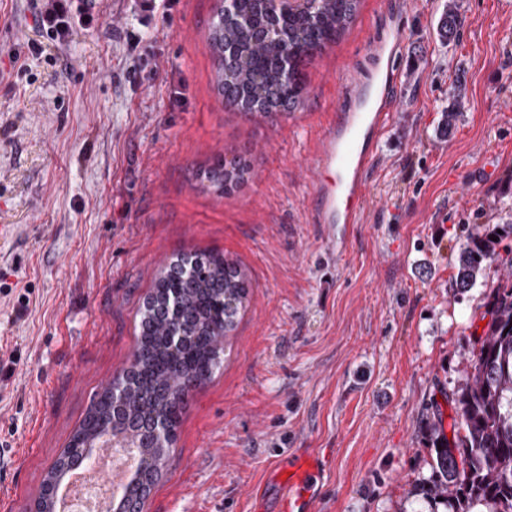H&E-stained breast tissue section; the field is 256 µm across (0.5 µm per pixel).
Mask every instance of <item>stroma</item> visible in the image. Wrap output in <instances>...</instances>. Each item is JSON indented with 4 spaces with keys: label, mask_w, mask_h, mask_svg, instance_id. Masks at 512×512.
<instances>
[{
    "label": "stroma",
    "mask_w": 512,
    "mask_h": 512,
    "mask_svg": "<svg viewBox=\"0 0 512 512\" xmlns=\"http://www.w3.org/2000/svg\"><path fill=\"white\" fill-rule=\"evenodd\" d=\"M361 0L306 69L305 100L268 121L224 106L208 27L216 0L139 25L108 0L67 44L35 0H0V512H35L94 396L127 365L137 310L177 254L217 250L250 288L223 367L187 398L144 512H271L292 448L328 459L316 512H434L427 423L459 424L492 291L455 286L473 236L512 224V10L502 0ZM462 18L444 43L441 18ZM402 36L400 108L368 176L364 223L307 221L305 161L369 43ZM41 41L26 78L8 51ZM456 107L447 122L448 107ZM250 172L229 194L217 159ZM249 164L244 156H236L230 161L219 159L205 172V180L221 193H229L244 181Z\"/></svg>",
    "instance_id": "35a3bbf8"
}]
</instances>
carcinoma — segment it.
Wrapping results in <instances>:
<instances>
[{
  "label": "carcinoma",
  "instance_id": "cac0c4a2",
  "mask_svg": "<svg viewBox=\"0 0 512 512\" xmlns=\"http://www.w3.org/2000/svg\"><path fill=\"white\" fill-rule=\"evenodd\" d=\"M209 28L216 87L224 104L245 115L274 120L298 109L305 69L354 21L360 0H319L316 12L275 18L265 0H219ZM461 21L446 14L440 37L455 40ZM241 155L215 161L205 180L222 193L244 181ZM492 240L472 237L456 258V286L473 287L493 257ZM248 285L237 264L219 252L173 259L135 318V348L128 365L97 394L67 447L48 471L37 502L53 512L48 489L84 464L85 450L106 434L137 445L139 466L157 477L166 467L185 399L223 366L225 341L235 330ZM488 333L473 353L471 380L454 392L460 431L448 440L428 426L435 458L428 480L413 493L442 499L448 512H512V284L494 290ZM150 488L132 477L116 512H143Z\"/></svg>",
  "mask_w": 512,
  "mask_h": 512
}]
</instances>
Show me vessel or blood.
<instances>
[{"mask_svg": "<svg viewBox=\"0 0 512 512\" xmlns=\"http://www.w3.org/2000/svg\"><path fill=\"white\" fill-rule=\"evenodd\" d=\"M376 68L369 75L348 72L335 118L323 127L307 161L311 172L308 215L314 224H353L368 209L366 176L378 155L382 132L398 107V76L384 69L385 41L370 44ZM290 475L278 483V512H314L321 499L318 453L298 448L288 455Z\"/></svg>", "mask_w": 512, "mask_h": 512, "instance_id": "vessel-or-blood-1", "label": "vessel or blood"}]
</instances>
